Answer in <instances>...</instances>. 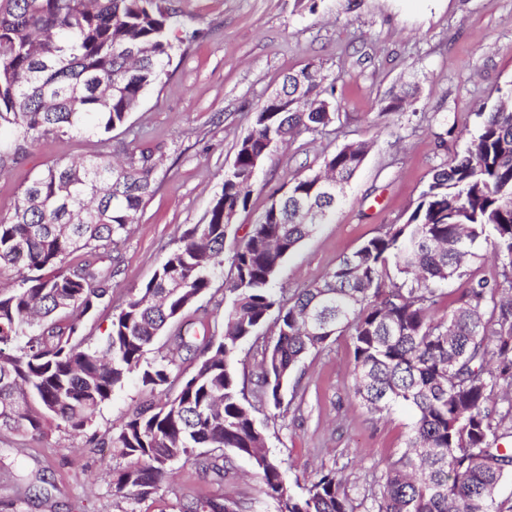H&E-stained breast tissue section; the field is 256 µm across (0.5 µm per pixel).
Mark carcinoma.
<instances>
[{
	"label": "carcinoma",
	"instance_id": "1",
	"mask_svg": "<svg viewBox=\"0 0 512 512\" xmlns=\"http://www.w3.org/2000/svg\"><path fill=\"white\" fill-rule=\"evenodd\" d=\"M177 15L168 0H0V169L48 137L97 134L112 141L170 65ZM325 77L306 68L253 113L202 224L175 240L151 280L131 293L99 344L80 320L108 294L100 273L66 266L80 250H108L128 233L155 189L156 163L131 153L53 165L0 219V433L83 435L114 388L137 373L150 389L169 383L175 360H149L157 336L224 279V331L174 337L195 368L161 406L122 421L112 447L127 460L113 495L141 501L181 460L223 477L206 449L250 460L278 512H356L346 482L325 469L299 493L266 449V428L239 387L241 344L273 320L255 387L267 406L303 358L344 333L353 345L354 393L372 413L406 407V446L389 458L364 512H502L497 489L512 468V109L481 112L466 148L436 169L406 219L342 257L325 279L285 304L274 288L285 259L330 219L326 185L347 183L365 144L339 147L320 169L294 181L243 242L224 254L227 229L247 209L256 165L303 131L334 122ZM493 247L500 277L473 280L467 259ZM229 269H224V266ZM467 287L442 315V286ZM245 512L233 498H207L187 512Z\"/></svg>",
	"mask_w": 512,
	"mask_h": 512
}]
</instances>
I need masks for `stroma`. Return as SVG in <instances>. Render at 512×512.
I'll return each mask as SVG.
<instances>
[{"label": "stroma", "mask_w": 512, "mask_h": 512, "mask_svg": "<svg viewBox=\"0 0 512 512\" xmlns=\"http://www.w3.org/2000/svg\"><path fill=\"white\" fill-rule=\"evenodd\" d=\"M180 24L179 45L160 82L142 99L111 142L93 134L35 142L0 172V218L36 174L124 151L152 156L156 190L129 234L112 251L78 252L67 266L116 268L107 286L111 304L84 319L83 331L104 336L112 315L158 269L184 229L202 223L257 106L285 73L306 67L334 87L336 119L320 133H305L267 157L247 210L227 232L243 240L273 197L297 178L317 171L325 155L351 141L370 150L331 218L289 255L276 287L285 297L321 282L340 259L402 222L434 169L463 150L478 113L512 88V0H170ZM197 29V40L185 41ZM417 84L403 110L385 111L393 94ZM224 313V282L186 308L158 338L150 356L172 354L171 336L213 334ZM352 341L343 335L306 356L282 390V414L267 421V448L288 480L308 484L321 468H336L361 501L375 474L405 446L411 413L398 408L371 415L353 393ZM136 376L115 389L92 426L115 434L136 408L159 404ZM125 461L115 450L53 430L41 439H0V512H181L183 504L212 495L276 512L245 458H232L221 484L210 483L193 462L145 500L114 496L112 480Z\"/></svg>", "instance_id": "35a3bbf8"}]
</instances>
